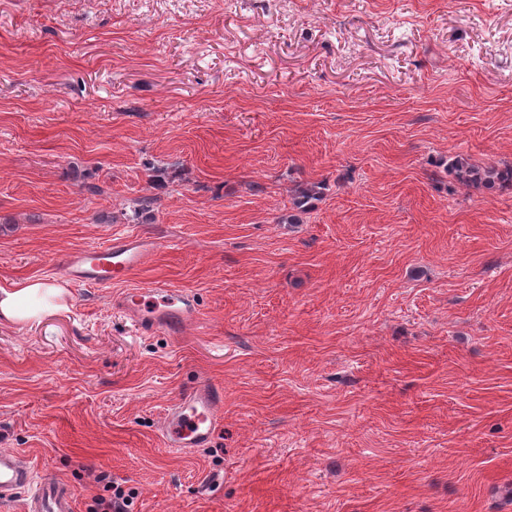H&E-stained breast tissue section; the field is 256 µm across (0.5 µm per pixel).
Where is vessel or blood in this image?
Wrapping results in <instances>:
<instances>
[{
	"label": "vessel or blood",
	"instance_id": "b4317fda",
	"mask_svg": "<svg viewBox=\"0 0 512 512\" xmlns=\"http://www.w3.org/2000/svg\"><path fill=\"white\" fill-rule=\"evenodd\" d=\"M155 247L152 239L116 235L101 248L68 255L64 271L71 282L109 285L127 279L147 261ZM115 302L128 311L145 332L166 326L185 328L197 320L193 296L184 290L143 287L120 293ZM220 389L203 385L183 393L166 411L162 435L170 448L206 447L214 433ZM26 494V512H73L74 494L64 484L36 480L22 455L0 451V501Z\"/></svg>",
	"mask_w": 512,
	"mask_h": 512
}]
</instances>
